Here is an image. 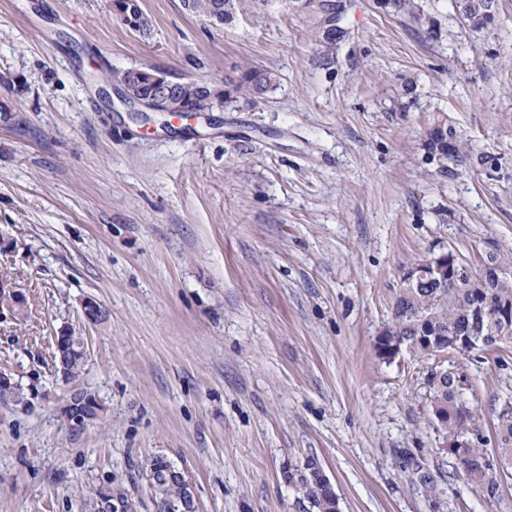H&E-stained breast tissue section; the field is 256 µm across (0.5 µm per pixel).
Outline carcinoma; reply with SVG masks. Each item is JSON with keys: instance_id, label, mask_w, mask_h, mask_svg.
Masks as SVG:
<instances>
[{"instance_id": "1", "label": "carcinoma", "mask_w": 512, "mask_h": 512, "mask_svg": "<svg viewBox=\"0 0 512 512\" xmlns=\"http://www.w3.org/2000/svg\"><path fill=\"white\" fill-rule=\"evenodd\" d=\"M242 0H183L185 9L197 16L211 20L218 18L227 22L233 17ZM126 12L130 29L143 35L148 34L151 21L144 13L140 0H128ZM129 89L137 96H147L154 90V81L150 70L139 68L137 72L128 76ZM277 75L261 68L244 70L234 85L235 90L247 89L254 96H262L277 87ZM206 98L204 83L197 80H182L176 82L172 103L176 106H193ZM435 122L441 124L436 132H427L426 146L432 160L446 168L448 160L442 158L439 152L448 146V135H457V131L448 120L437 117ZM483 292L479 287L456 288L448 283L439 287L421 285L417 288H407L398 295L393 307L394 321L392 336L388 340L398 343L412 344L418 353L429 354L427 345L421 342L419 333L421 323L413 315L430 311L437 314L443 322L445 330L456 328L460 323V313L470 304L474 297ZM83 340L76 336L66 342L63 357L66 367L73 376L80 375L84 358ZM77 404L84 417L82 425L94 423L101 419L104 411L95 395L87 390H78ZM430 404L434 405L436 412L445 414L443 423L439 425L440 432L448 436L446 452L454 456L463 470L468 482L480 489L489 497H494L499 489L500 470L492 466L495 458L512 460V403L505 402L504 408L496 415L494 432L496 447L491 453L487 452L485 437L481 431L472 427L474 410L469 403L462 400L459 395V380L456 374L444 373L429 390ZM316 459L309 458L300 468L288 470V485L292 486L303 502L307 503L306 512H339V499L336 493L315 480L311 473V466ZM169 460L163 454L151 456L146 463L145 474L151 475L147 481L150 496L156 506L161 503L180 497L184 493L182 485L169 479L167 469ZM99 494L112 498L118 497L125 504L126 512H138L143 502L134 501L123 488H114L110 485L99 490Z\"/></svg>"}]
</instances>
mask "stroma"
Masks as SVG:
<instances>
[{
    "label": "stroma",
    "instance_id": "1",
    "mask_svg": "<svg viewBox=\"0 0 512 512\" xmlns=\"http://www.w3.org/2000/svg\"><path fill=\"white\" fill-rule=\"evenodd\" d=\"M416 2L433 32L383 0H251L221 25L141 0L143 36L109 0H0V275L27 306L0 314V372L29 397L0 401V512H85L108 481L154 512L156 453L199 512H303L283 473L312 457L340 512H512V475L488 497L439 446L442 362L376 349L404 268L512 253V0L481 30ZM138 67L280 83L168 128L116 94ZM440 115L467 149L444 170L425 145ZM64 330L86 346L72 382L51 359ZM443 363L493 437L512 351ZM76 389L105 407L77 436L58 416ZM277 75L261 68H249L244 70L234 85L236 91L247 89L254 96L266 95L277 87Z\"/></svg>",
    "mask_w": 512,
    "mask_h": 512
}]
</instances>
